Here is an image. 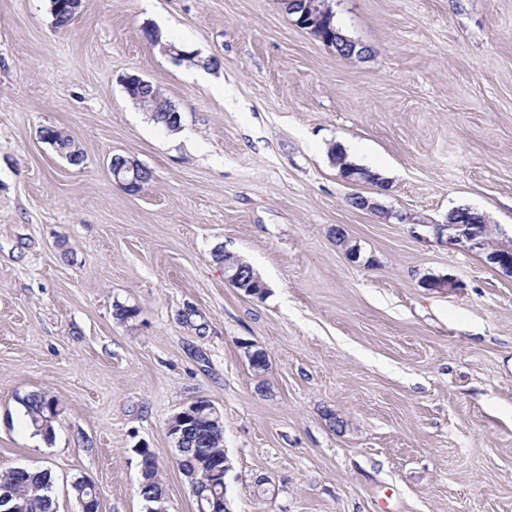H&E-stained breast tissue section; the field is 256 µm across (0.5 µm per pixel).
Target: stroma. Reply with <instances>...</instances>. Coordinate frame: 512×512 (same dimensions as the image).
I'll return each instance as SVG.
<instances>
[{
	"label": "stroma",
	"mask_w": 512,
	"mask_h": 512,
	"mask_svg": "<svg viewBox=\"0 0 512 512\" xmlns=\"http://www.w3.org/2000/svg\"><path fill=\"white\" fill-rule=\"evenodd\" d=\"M327 4L365 57L280 0H82L64 31L50 0H0V471L50 470L57 512H80L79 478L100 512H145L140 447L169 512H195L166 423L199 397L223 415L230 512H512V278L427 230L467 207L512 233V0ZM150 26L217 59L213 80ZM337 144L381 185L345 183ZM115 155L151 171L138 193ZM224 251L263 296L225 280ZM35 393L59 402L52 438ZM40 137L45 140V143L50 144L61 154H64L72 164L79 165L83 162L80 153L77 151L73 153L71 138L60 131L58 128L45 126L40 130ZM23 405L25 407L26 416L29 419L30 425L34 429L35 433L41 434L37 429L39 425L44 422L47 423L51 434L54 431L53 423L56 421L58 413L50 415V408L52 404L57 407V402L53 398H47L42 394H31L23 399Z\"/></svg>",
	"instance_id": "obj_1"
}]
</instances>
